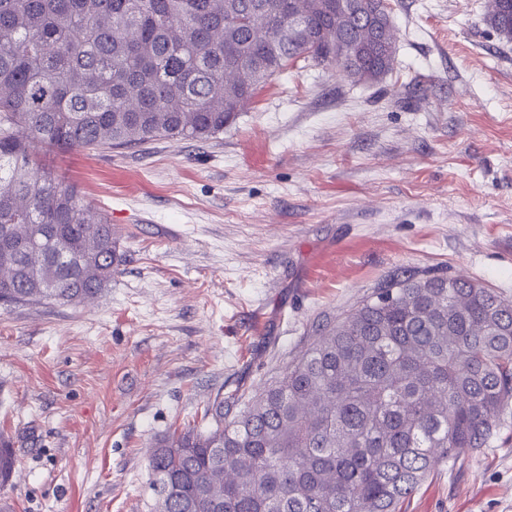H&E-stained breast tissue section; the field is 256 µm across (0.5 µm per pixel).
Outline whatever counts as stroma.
I'll use <instances>...</instances> for the list:
<instances>
[{
    "mask_svg": "<svg viewBox=\"0 0 512 512\" xmlns=\"http://www.w3.org/2000/svg\"><path fill=\"white\" fill-rule=\"evenodd\" d=\"M393 70L297 61L235 124L51 155L124 261L95 298L0 307L13 512H153L157 439L249 400L403 271L512 300V40L487 0H390ZM401 512H512V406Z\"/></svg>",
    "mask_w": 512,
    "mask_h": 512,
    "instance_id": "1",
    "label": "stroma"
}]
</instances>
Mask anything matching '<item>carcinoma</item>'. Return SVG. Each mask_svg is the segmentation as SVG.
Listing matches in <instances>:
<instances>
[{"mask_svg":"<svg viewBox=\"0 0 512 512\" xmlns=\"http://www.w3.org/2000/svg\"><path fill=\"white\" fill-rule=\"evenodd\" d=\"M0 0V304L81 303L122 262L112 224L39 150L224 133L298 59L378 81L387 0ZM486 23L512 38V0ZM512 402V302L403 273L327 322L232 418L160 439L155 512H400L438 466L487 447ZM14 452L0 438V485Z\"/></svg>","mask_w":512,"mask_h":512,"instance_id":"carcinoma-1","label":"carcinoma"}]
</instances>
